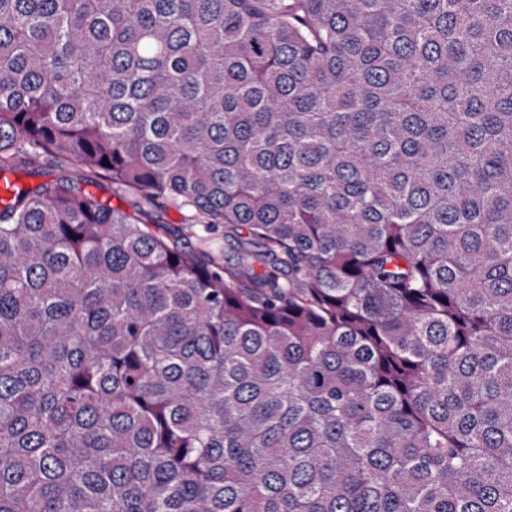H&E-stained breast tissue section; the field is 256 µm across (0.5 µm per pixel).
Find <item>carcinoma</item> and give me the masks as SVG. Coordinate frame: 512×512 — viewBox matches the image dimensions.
<instances>
[{"label":"carcinoma","instance_id":"1","mask_svg":"<svg viewBox=\"0 0 512 512\" xmlns=\"http://www.w3.org/2000/svg\"><path fill=\"white\" fill-rule=\"evenodd\" d=\"M0 181V512H512V0H0ZM40 166L48 174L47 176H33L23 171H17L8 176L10 180H15L19 185L30 188L46 179H68L86 191L92 192L96 198L106 202L111 207L124 210L142 222L150 224L151 208L144 206L142 212H138L133 207L134 199L132 197L112 194V188L101 172L82 166H60L50 156L43 157Z\"/></svg>","mask_w":512,"mask_h":512}]
</instances>
